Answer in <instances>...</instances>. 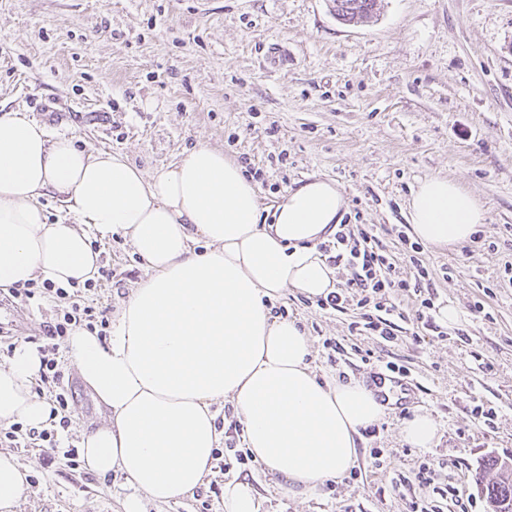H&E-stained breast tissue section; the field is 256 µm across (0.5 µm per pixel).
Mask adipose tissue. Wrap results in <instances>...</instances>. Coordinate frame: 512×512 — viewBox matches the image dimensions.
<instances>
[{"label":"adipose tissue","instance_id":"obj_1","mask_svg":"<svg viewBox=\"0 0 512 512\" xmlns=\"http://www.w3.org/2000/svg\"><path fill=\"white\" fill-rule=\"evenodd\" d=\"M55 194L75 223H48L39 200ZM343 203L334 183L314 178L264 224L257 187L222 150L199 144L149 174L20 113L0 115V289L96 278V236H123L148 267L108 338L77 327L66 342L107 412L84 433L83 459L100 478L124 476V512L203 484L220 402L231 404L243 447L292 494L314 496L353 467L361 429L386 405L361 381L319 379L309 336L269 309L290 292L315 300L335 291L315 244L334 233ZM408 214L415 237L438 248L470 241L485 221L475 196L438 175L419 183ZM40 360L22 342L0 366V425L48 426L51 407L34 391ZM26 490L25 467L0 453V512H16Z\"/></svg>","mask_w":512,"mask_h":512}]
</instances>
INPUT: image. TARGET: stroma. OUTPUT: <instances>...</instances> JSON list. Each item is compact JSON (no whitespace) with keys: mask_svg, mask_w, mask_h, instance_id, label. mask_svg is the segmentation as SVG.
Masks as SVG:
<instances>
[{"mask_svg":"<svg viewBox=\"0 0 512 512\" xmlns=\"http://www.w3.org/2000/svg\"><path fill=\"white\" fill-rule=\"evenodd\" d=\"M287 48L276 70L272 45ZM19 111L87 149L120 153L147 172L203 143L248 161L263 217L287 189L313 177L337 182L350 224H371L392 256L389 229L431 175L457 180L483 203L473 240L425 248L438 306L455 305L460 330H428L421 345L353 336V310L282 298L312 342L319 373L370 381L395 363L417 395L363 436L352 473L301 498L258 462L214 469L191 496L146 512H224V483L246 475L264 512H488L476 484L488 457L512 462V0H381L376 18L339 22L329 0H0V114ZM111 269L85 292L114 317L147 265L119 236L95 240ZM484 312H475V303ZM62 304L0 294V365L17 343L41 344ZM355 347L340 358L333 342ZM370 353L362 362L360 353ZM66 432L79 444L104 413L74 368ZM494 408L493 427L476 406ZM430 414L433 447L400 435ZM28 468L18 512H123L124 478L85 466L46 465L40 449L0 443ZM431 468L419 478L421 465Z\"/></svg>","mask_w":512,"mask_h":512,"instance_id":"stroma-1","label":"stroma"}]
</instances>
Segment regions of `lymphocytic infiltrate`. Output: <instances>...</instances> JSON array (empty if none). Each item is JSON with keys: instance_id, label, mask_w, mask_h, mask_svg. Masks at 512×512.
Wrapping results in <instances>:
<instances>
[{"instance_id": "lymphocytic-infiltrate-1", "label": "lymphocytic infiltrate", "mask_w": 512, "mask_h": 512, "mask_svg": "<svg viewBox=\"0 0 512 512\" xmlns=\"http://www.w3.org/2000/svg\"><path fill=\"white\" fill-rule=\"evenodd\" d=\"M397 238L409 259L410 266L405 270L397 265L379 237L365 226L353 230L348 224H339L333 240L320 243L319 250L328 262L344 264L349 276L340 291L319 299L318 306L337 312L349 306L355 307L357 318L351 322L350 332L359 335L366 333L395 343L400 339L399 329L393 320L397 307L388 303L386 296L390 293L401 296L410 305L416 325L409 339L412 344L418 345L423 340L424 330L432 325L429 312L434 308L436 299L433 277L422 259L423 246L410 240L402 230L398 231ZM50 293L65 302L62 315L58 316L54 325L49 326L40 348V378L42 382H52L57 386L50 398L51 412L56 420L50 427L41 430L25 429L16 424L5 432L4 437L10 441L26 438L28 443L42 448L47 463H55L57 457L61 456L73 466L77 463L76 449L64 452L58 449L62 434L68 427L70 403L67 391L58 387L62 378L58 355L70 329L76 326L95 329L98 323L104 322L105 314L86 305L83 296L78 293L48 281L30 282L15 291L17 297L26 301Z\"/></svg>"}]
</instances>
